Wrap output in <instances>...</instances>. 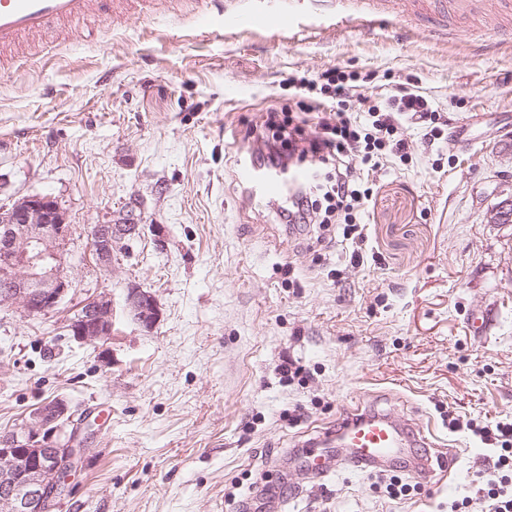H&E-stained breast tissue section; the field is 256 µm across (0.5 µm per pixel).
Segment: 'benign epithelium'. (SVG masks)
<instances>
[{"instance_id": "obj_1", "label": "benign epithelium", "mask_w": 512, "mask_h": 512, "mask_svg": "<svg viewBox=\"0 0 512 512\" xmlns=\"http://www.w3.org/2000/svg\"><path fill=\"white\" fill-rule=\"evenodd\" d=\"M495 224L512 221V195L491 212ZM136 230L129 224H99L93 234L96 263L112 266L114 243ZM71 225L47 197H25L0 206V303L30 316L48 315L68 295L71 280L64 253ZM128 305L134 320L152 329L159 318L155 296L131 288ZM67 330L79 342H106L112 336V302L99 297L84 303ZM86 448L80 424L64 399L35 409L0 444V512H53L68 492V481Z\"/></svg>"}]
</instances>
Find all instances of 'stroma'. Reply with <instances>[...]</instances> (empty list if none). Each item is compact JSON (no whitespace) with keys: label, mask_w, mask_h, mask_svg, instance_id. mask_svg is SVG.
Here are the masks:
<instances>
[{"label":"stroma","mask_w":512,"mask_h":512,"mask_svg":"<svg viewBox=\"0 0 512 512\" xmlns=\"http://www.w3.org/2000/svg\"><path fill=\"white\" fill-rule=\"evenodd\" d=\"M49 28L29 58L0 62V204L54 198L71 226L72 287L58 309L0 305V433L63 398L112 424L86 452L55 512H448L487 468L469 423L512 417V223L489 213L512 188V44L468 21L437 40L425 22H364L336 0L305 4L293 34L228 33L219 22L140 10ZM340 67L425 92L447 119L433 149L409 129L407 158L371 175L359 260L252 202L233 176L267 107L302 111L291 81ZM134 220L111 269L89 229ZM159 303L153 330L129 289ZM112 301V337L66 330L88 299ZM492 310L486 336L468 314ZM292 362L302 371L287 379ZM433 430L429 479L392 500L378 468L309 478L303 443L357 409Z\"/></svg>","instance_id":"35a3bbf8"}]
</instances>
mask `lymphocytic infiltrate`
Listing matches in <instances>:
<instances>
[{"label":"lymphocytic infiltrate","mask_w":512,"mask_h":512,"mask_svg":"<svg viewBox=\"0 0 512 512\" xmlns=\"http://www.w3.org/2000/svg\"><path fill=\"white\" fill-rule=\"evenodd\" d=\"M323 78L319 86L297 84L298 89L321 93L307 106L315 118V137H305V118L271 109L264 119L265 132L256 141L265 169L312 171L310 180L295 188L292 200L283 206L280 223L312 224L325 236L338 228L343 239L360 246L365 242L364 206L371 195L361 170L381 168L392 155L406 157V125L423 129L427 143H434L443 118L427 96L404 86L383 98L363 97L355 112L347 99L352 74L336 68ZM476 434L491 447L489 469L476 474L477 491L488 512H512V420L478 428Z\"/></svg>","instance_id":"lymphocytic-infiltrate-1"}]
</instances>
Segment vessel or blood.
<instances>
[{"label": "vessel or blood", "mask_w": 512, "mask_h": 512, "mask_svg": "<svg viewBox=\"0 0 512 512\" xmlns=\"http://www.w3.org/2000/svg\"><path fill=\"white\" fill-rule=\"evenodd\" d=\"M484 0H348L359 18L383 19L402 24L417 16L433 21L437 38H447L456 21L478 16ZM95 0H0V57L14 52L21 37L40 32L51 22H80L94 12ZM224 30L233 32L251 26H273L291 30L292 12H239L228 10L220 16ZM235 178L246 186L252 200L287 199L291 189L305 183L311 171L294 169L289 177L269 172L250 158L238 161ZM350 458L360 463L388 465L401 458L414 459V471L428 472L431 443L419 429L404 425L385 413L358 411L350 414L336 429ZM306 468L311 477L322 478L333 472L336 460L331 449L311 442L307 445Z\"/></svg>", "instance_id": "1"}]
</instances>
